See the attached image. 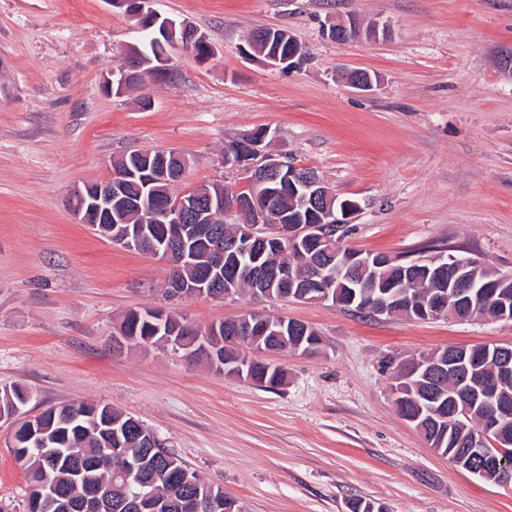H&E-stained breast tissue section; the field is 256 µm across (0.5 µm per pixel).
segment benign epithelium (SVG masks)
Returning <instances> with one entry per match:
<instances>
[{
	"mask_svg": "<svg viewBox=\"0 0 512 512\" xmlns=\"http://www.w3.org/2000/svg\"><path fill=\"white\" fill-rule=\"evenodd\" d=\"M116 7L125 9L126 14L132 20L157 24L163 22V31L167 37V43L179 44L184 49L197 53V47H209L206 38L198 30L183 23L172 20H161V16L151 8L152 0H111ZM299 50L295 48V37L288 35V43L284 50L274 56L266 57L267 65L281 67L291 63L298 57ZM167 61L166 53H161L156 60L146 63L133 56L126 58L119 66L112 70L109 77L104 80L106 91H117L121 94L129 86L139 82L149 73L156 76L165 72ZM269 131L255 130L243 136L248 141V146L253 149L252 159L242 162L239 166L243 175L247 176L246 184L253 185L258 182L260 176L274 172L282 179L284 185L294 190L302 189L305 200L315 205L328 203L332 197V191L315 175L305 173L295 164H288L279 156L264 148ZM122 175H114L110 179L94 185H86L74 190L67 199V205L75 220L79 224H87L94 230H99L101 224H112L117 232L113 239L125 246H138L153 253V257L164 263L170 271L168 278L167 299L170 301L186 298L203 297L208 299H227L233 296V292L219 290L220 270L224 267V253L231 250L232 246L224 244V240L210 236L205 240L207 265L202 269L196 282L190 283L182 280L177 271L186 260L185 255H176L174 247L168 242L157 243L146 229L124 226L126 217L123 207L133 205L140 209L151 207L160 212L170 224H182L185 222L189 203L186 200L188 193H179L170 197V200L162 203L152 196L144 193L138 198L128 201L120 196L119 186ZM210 202L220 206L224 205L233 211H240L249 207L253 208L254 222L257 224V243L261 244L269 256H275L279 250L290 247L299 253L310 255L308 263L291 267L280 266L275 261H270L263 267L249 270L245 276L256 281H261L269 276L279 277L291 285L301 288L312 279L321 276L320 266L317 264V256L311 254V244L334 239L344 241L346 224L351 222L353 214L357 211V205L348 203L336 208L328 205L324 211L325 217L316 224H290L284 215L275 210L259 209L254 206L250 197L238 200L224 201L222 198L209 197ZM426 272L434 287L448 289V299L457 301L460 312L453 313L458 320H468L474 317V312H479V317L492 320H512V312L500 306L495 301L496 293L492 291V285L483 284L482 290L474 293L479 275L480 262L470 258L457 259L454 256H438L426 260ZM407 302L406 295L396 293L388 298L378 297L365 305L375 315H384L398 305ZM254 323H263L268 327L276 326L275 334L284 336L288 333L286 319L271 320L263 315L250 310H245L234 321V325L220 331L218 327L209 328L205 336L226 346L257 351L251 337V328ZM455 394H463L470 398L473 406L481 410L480 426L476 434L465 441L457 443L454 463L474 473L478 470L491 469L496 472L498 483L509 485L512 483V464L498 457L502 452L499 442L504 440L506 428L512 422V403L502 399L499 395V381L497 377H489L483 373L481 366H472L465 370V374L459 377V383ZM426 402L419 405V412L407 420L414 424L422 418H441L444 405L440 397L430 391L425 395ZM143 470V460L137 458L129 463L122 474L123 485L129 489L140 486V477ZM183 483L189 489L187 497L189 512H201L206 508L210 512L221 509V502L215 498L200 500V495L194 493V481L189 477V472L182 474Z\"/></svg>",
	"mask_w": 512,
	"mask_h": 512,
	"instance_id": "7a95c632",
	"label": "benign epithelium"
}]
</instances>
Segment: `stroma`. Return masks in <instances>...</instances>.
Listing matches in <instances>:
<instances>
[{"instance_id": "stroma-1", "label": "stroma", "mask_w": 512, "mask_h": 512, "mask_svg": "<svg viewBox=\"0 0 512 512\" xmlns=\"http://www.w3.org/2000/svg\"><path fill=\"white\" fill-rule=\"evenodd\" d=\"M192 24L203 60L167 49L168 74L122 95L102 86L135 41L109 0H0V392L28 415L74 400L133 415L242 512H512V485L437 453L399 413V360L451 346L512 347V321L369 316L328 304L180 300L199 327L251 309L299 320L319 353L277 354L270 389L205 359L114 347L122 316L162 306L155 258L76 223L65 200L112 161L174 149L181 191L244 181L224 148L258 127L275 151L358 205L348 246L392 256L461 254L512 275V0H152ZM355 20L374 37L339 42ZM261 28L302 56L272 68L246 51ZM369 72L371 90L346 75ZM0 420V512H28L24 471Z\"/></svg>"}]
</instances>
